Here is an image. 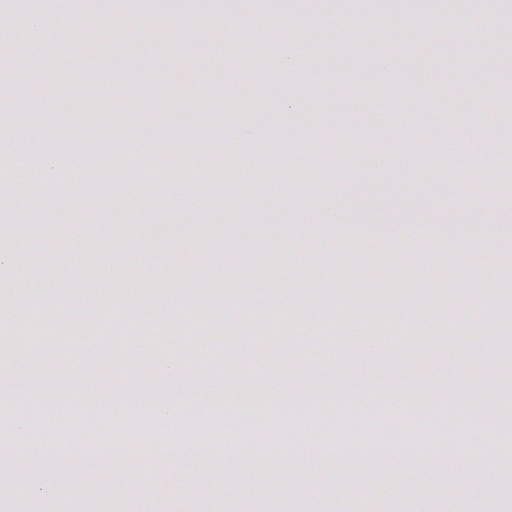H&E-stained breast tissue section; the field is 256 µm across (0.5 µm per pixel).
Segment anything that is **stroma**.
<instances>
[{"label":"stroma","mask_w":512,"mask_h":512,"mask_svg":"<svg viewBox=\"0 0 512 512\" xmlns=\"http://www.w3.org/2000/svg\"><path fill=\"white\" fill-rule=\"evenodd\" d=\"M46 20L43 28L34 19ZM512 0L474 11L470 0H0V152L11 194L0 249L30 251L27 272L0 273V417L23 424L8 441L54 442L59 415L192 409L225 428L241 417L296 432L344 409L367 420L412 411L440 423L466 413L486 444L425 463L411 439L382 458L334 455L336 437L155 462L80 456L0 460L8 512H512L502 450L512 411L485 394L512 393L500 355L512 349V189L437 178L438 161L468 170L512 158ZM232 24L237 43L224 40ZM482 47L471 61L466 47ZM236 150L225 152V142ZM134 145L144 160L187 156L224 168L220 186L148 199L123 185L89 207L84 190L30 159L81 164L89 143ZM249 144L250 152L239 149ZM345 147L355 166L323 186H269L275 167L314 166ZM378 161H370L369 152ZM262 267L236 272L232 255ZM298 269L295 279L281 276ZM383 268L390 289L372 273ZM22 297L7 287L17 279ZM151 292H143L144 282ZM260 285L259 303L241 301ZM44 331L12 355L11 308ZM401 310L410 325H388ZM159 347L152 370L128 373L143 334ZM195 359L176 391L157 395V366ZM288 403L227 396V382ZM447 388L445 401L431 388ZM429 480L432 498L413 497ZM467 482V505L452 487Z\"/></svg>","instance_id":"1"}]
</instances>
